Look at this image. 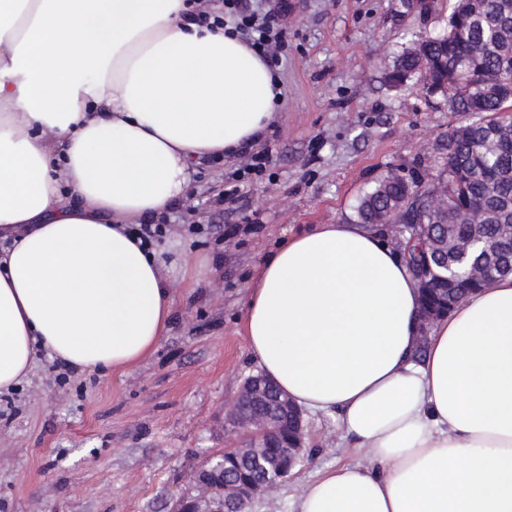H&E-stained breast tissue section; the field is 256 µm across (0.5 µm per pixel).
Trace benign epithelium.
Segmentation results:
<instances>
[{"label":"benign epithelium","instance_id":"7a95c632","mask_svg":"<svg viewBox=\"0 0 512 512\" xmlns=\"http://www.w3.org/2000/svg\"><path fill=\"white\" fill-rule=\"evenodd\" d=\"M447 315L448 310L436 305L421 306L416 350L425 346L434 322ZM271 395L275 398L277 412L293 418V431L281 437L274 452L259 443L262 435L274 424V412L265 410ZM228 417L239 429L242 439L218 454L219 461L211 458L193 473L192 485L176 497L170 512H244L253 500L274 492L303 460V413L265 376L258 374L244 381ZM272 453L275 454L276 465L270 475L257 477L237 468L242 461L259 465Z\"/></svg>","mask_w":512,"mask_h":512}]
</instances>
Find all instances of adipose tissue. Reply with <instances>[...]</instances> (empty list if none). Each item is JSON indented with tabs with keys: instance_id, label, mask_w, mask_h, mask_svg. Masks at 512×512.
<instances>
[{
	"instance_id": "adipose-tissue-1",
	"label": "adipose tissue",
	"mask_w": 512,
	"mask_h": 512,
	"mask_svg": "<svg viewBox=\"0 0 512 512\" xmlns=\"http://www.w3.org/2000/svg\"><path fill=\"white\" fill-rule=\"evenodd\" d=\"M185 0H0V393L39 351L121 370L168 331L160 249L130 217L187 196L191 166L257 142L282 98L239 35ZM261 371L302 409L338 414L357 457L295 512H512V276L430 331L420 293L363 224L288 236L249 284ZM448 315L447 309H442L433 304H427L421 306L420 310V336H418L416 351L421 350L427 340L430 327L442 317Z\"/></svg>"
}]
</instances>
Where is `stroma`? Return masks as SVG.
I'll return each instance as SVG.
<instances>
[{"instance_id":"1","label":"stroma","mask_w":512,"mask_h":512,"mask_svg":"<svg viewBox=\"0 0 512 512\" xmlns=\"http://www.w3.org/2000/svg\"><path fill=\"white\" fill-rule=\"evenodd\" d=\"M403 0H288L279 65L284 100L259 149L197 166L190 192L161 219L174 320L154 351L121 372L76 371L39 356L0 395V512H168L193 470L233 444L225 409L257 373L243 329L248 284L283 238L355 217L360 197L392 168H442L439 143L459 124L422 75L387 80L415 34L446 26ZM241 199L223 201L227 186ZM305 456L246 512H291L318 471L350 461L335 417L304 419Z\"/></svg>"}]
</instances>
